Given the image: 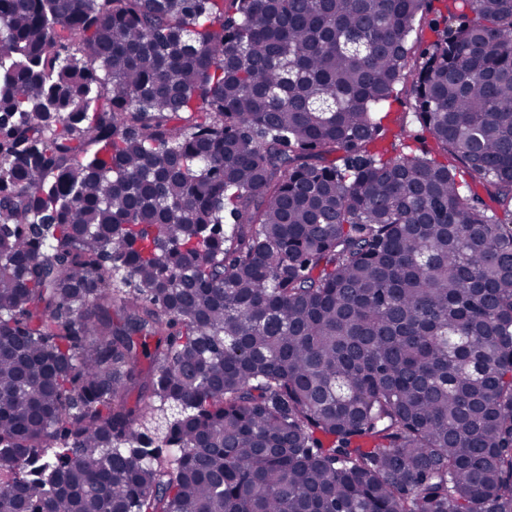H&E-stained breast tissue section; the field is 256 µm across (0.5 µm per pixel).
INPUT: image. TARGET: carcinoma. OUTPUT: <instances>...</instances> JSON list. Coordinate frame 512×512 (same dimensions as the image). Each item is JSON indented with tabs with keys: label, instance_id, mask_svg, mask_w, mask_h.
I'll return each mask as SVG.
<instances>
[{
	"label": "carcinoma",
	"instance_id": "obj_1",
	"mask_svg": "<svg viewBox=\"0 0 512 512\" xmlns=\"http://www.w3.org/2000/svg\"><path fill=\"white\" fill-rule=\"evenodd\" d=\"M446 10L0 0V512H512V0ZM388 110V106L378 114V117H382L385 114L386 117L382 119V125L385 129H387V139L382 143L383 145H387L388 142L393 140V134L399 132L400 126H405V121L407 116V112H411V105L408 98H405L404 95L399 93V100L393 101L390 105V111L386 113Z\"/></svg>",
	"mask_w": 512,
	"mask_h": 512
}]
</instances>
